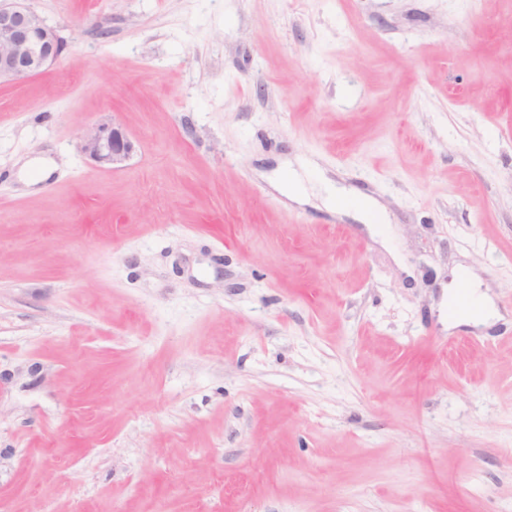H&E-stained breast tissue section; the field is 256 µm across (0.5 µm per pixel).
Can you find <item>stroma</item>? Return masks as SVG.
Masks as SVG:
<instances>
[{"mask_svg":"<svg viewBox=\"0 0 512 512\" xmlns=\"http://www.w3.org/2000/svg\"><path fill=\"white\" fill-rule=\"evenodd\" d=\"M29 5L66 49L0 83V512H512V0ZM472 272L500 318L449 327ZM80 150L99 168H117L135 150L134 142L119 126L99 125L80 138ZM313 168V164L308 163H300L298 171L296 168L291 167L288 168L287 176L283 182L285 193L291 199H300L307 196L306 188L303 184L302 173L308 172L310 168ZM326 197L324 198V205L326 208L344 209L346 204L357 201L363 206L376 205V203L365 193L351 189L347 193H341L336 189H332L331 185L325 184L324 186Z\"/></svg>","mask_w":512,"mask_h":512,"instance_id":"stroma-1","label":"stroma"}]
</instances>
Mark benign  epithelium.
Returning <instances> with one entry per match:
<instances>
[{
	"instance_id": "benign-epithelium-1",
	"label": "benign epithelium",
	"mask_w": 512,
	"mask_h": 512,
	"mask_svg": "<svg viewBox=\"0 0 512 512\" xmlns=\"http://www.w3.org/2000/svg\"><path fill=\"white\" fill-rule=\"evenodd\" d=\"M63 40L28 6V0H0V80L36 75L55 63ZM80 150L100 168H117L135 150L119 126L100 125L80 138Z\"/></svg>"
}]
</instances>
